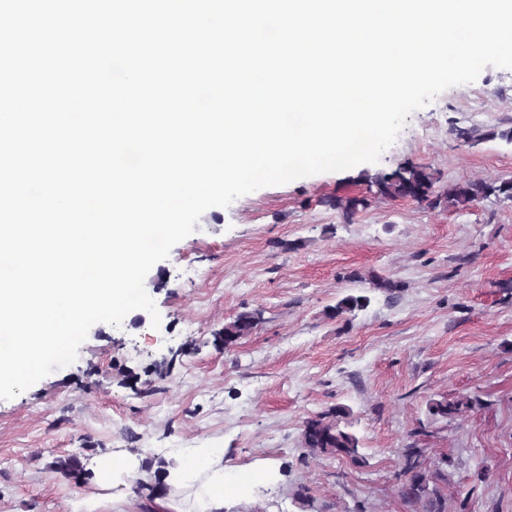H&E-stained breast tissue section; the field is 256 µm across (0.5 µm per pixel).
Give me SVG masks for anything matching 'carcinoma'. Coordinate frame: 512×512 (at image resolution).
I'll list each match as a JSON object with an SVG mask.
<instances>
[{
    "instance_id": "obj_1",
    "label": "carcinoma",
    "mask_w": 512,
    "mask_h": 512,
    "mask_svg": "<svg viewBox=\"0 0 512 512\" xmlns=\"http://www.w3.org/2000/svg\"><path fill=\"white\" fill-rule=\"evenodd\" d=\"M368 183L371 187L370 196L410 198L425 202L432 209L467 207L492 196L512 199L511 178L468 180L437 192L434 189L437 183L434 173L414 165H404L389 174L371 177ZM370 196L352 197L343 203H336V206L343 210L348 219L370 206ZM368 303L369 298L365 295L348 294L331 307L330 316L337 318L352 314L364 309ZM260 321L261 313L258 311L241 312L214 334V342L220 348L231 347L251 335ZM477 405H481L480 400L467 395L454 399L443 397L429 400L427 410L435 418L452 420ZM350 416L349 408L336 405L307 419L302 430L304 447L315 455L346 459L356 466L365 465V456L360 452V440L351 431ZM423 455L421 448L403 449V466L396 478L404 481L405 496L422 504L423 512H444V497L437 488V481L444 477V471L452 465V459L444 455L429 468Z\"/></svg>"
}]
</instances>
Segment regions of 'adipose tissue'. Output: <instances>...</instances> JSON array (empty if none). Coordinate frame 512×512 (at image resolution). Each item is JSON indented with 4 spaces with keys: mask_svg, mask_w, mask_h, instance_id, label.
I'll use <instances>...</instances> for the list:
<instances>
[{
    "mask_svg": "<svg viewBox=\"0 0 512 512\" xmlns=\"http://www.w3.org/2000/svg\"><path fill=\"white\" fill-rule=\"evenodd\" d=\"M90 468L100 488L153 494L161 512H224L225 487H244L261 478L256 471L227 466L220 448L184 449L174 465L162 467L156 476L145 475L138 454L130 451L97 456Z\"/></svg>",
    "mask_w": 512,
    "mask_h": 512,
    "instance_id": "adipose-tissue-1",
    "label": "adipose tissue"
}]
</instances>
